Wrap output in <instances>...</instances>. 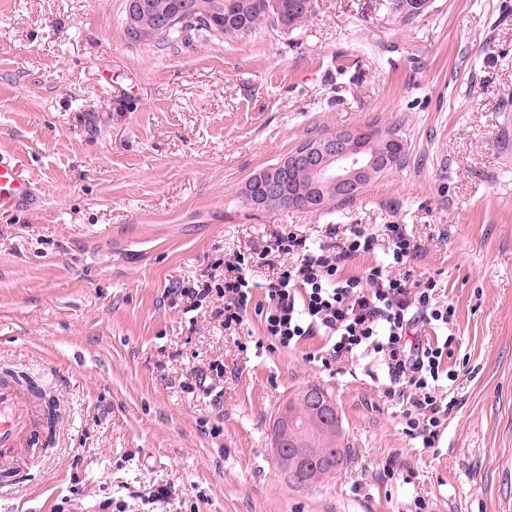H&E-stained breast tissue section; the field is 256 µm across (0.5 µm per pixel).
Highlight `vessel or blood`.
I'll return each instance as SVG.
<instances>
[{
  "label": "vessel or blood",
  "mask_w": 512,
  "mask_h": 512,
  "mask_svg": "<svg viewBox=\"0 0 512 512\" xmlns=\"http://www.w3.org/2000/svg\"><path fill=\"white\" fill-rule=\"evenodd\" d=\"M33 197L21 164L0 156V212H9ZM51 428L34 389L0 381V487L21 484L31 464L47 447Z\"/></svg>",
  "instance_id": "1"
}]
</instances>
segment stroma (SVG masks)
Masks as SVG:
<instances>
[{
    "label": "stroma",
    "mask_w": 512,
    "mask_h": 512,
    "mask_svg": "<svg viewBox=\"0 0 512 512\" xmlns=\"http://www.w3.org/2000/svg\"><path fill=\"white\" fill-rule=\"evenodd\" d=\"M125 0H0V155L39 195L0 214V378L56 396L60 441L0 512H512V0H314L308 24L190 48L136 43ZM398 129L400 167L319 212L247 204L248 179L326 133ZM400 224L456 309V400L427 448L372 355L271 350L255 313L177 294L284 232ZM342 418L334 478L289 486L279 409Z\"/></svg>",
    "instance_id": "35a3bbf8"
}]
</instances>
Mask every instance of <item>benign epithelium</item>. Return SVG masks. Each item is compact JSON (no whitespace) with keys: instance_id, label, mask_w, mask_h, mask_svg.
I'll use <instances>...</instances> for the list:
<instances>
[{"instance_id":"1","label":"benign epithelium","mask_w":512,"mask_h":512,"mask_svg":"<svg viewBox=\"0 0 512 512\" xmlns=\"http://www.w3.org/2000/svg\"><path fill=\"white\" fill-rule=\"evenodd\" d=\"M376 139L385 143L380 152L372 150V142ZM403 152L402 141L382 133L367 136L359 132H342L314 140L294 154L295 159L307 164L309 180L305 187L296 193L285 191L276 180L275 172L269 171L259 177L263 192L255 197V201L264 204L275 200L285 206L316 210L322 201L321 188L326 185L336 187V194L341 197L354 198L377 175L397 167ZM304 398L322 411L323 419L337 415L332 400L322 392L309 389ZM272 447L276 462L285 469L297 458V449L284 446L280 436L272 440Z\"/></svg>"}]
</instances>
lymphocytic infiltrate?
Wrapping results in <instances>:
<instances>
[{
	"label": "lymphocytic infiltrate",
	"mask_w": 512,
	"mask_h": 512,
	"mask_svg": "<svg viewBox=\"0 0 512 512\" xmlns=\"http://www.w3.org/2000/svg\"><path fill=\"white\" fill-rule=\"evenodd\" d=\"M386 240V258L362 275L344 276L351 259L375 252ZM422 247L405 227L390 224L385 236L361 228L351 229L337 246L310 247L304 238L288 233L277 236L257 255L260 266L274 270V278L256 283L241 260L228 262L222 288L211 285L183 289L193 306L218 297L224 301V326L242 325L255 311L264 332L276 345L289 348L310 336L331 338L323 365L360 354L381 358L398 398L406 400L404 430L433 447L441 421L437 404L440 369L453 355L455 308L440 302L434 278H416L412 263ZM291 264H284V257ZM264 299L253 302V288ZM446 329L443 344L421 342L419 329Z\"/></svg>",
	"instance_id": "obj_1"
}]
</instances>
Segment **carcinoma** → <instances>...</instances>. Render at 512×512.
<instances>
[{
  "instance_id": "cac0c4a2",
  "label": "carcinoma",
  "mask_w": 512,
  "mask_h": 512,
  "mask_svg": "<svg viewBox=\"0 0 512 512\" xmlns=\"http://www.w3.org/2000/svg\"><path fill=\"white\" fill-rule=\"evenodd\" d=\"M145 7L135 14L136 26L148 33L155 31L157 44L197 43L251 34L262 25L287 32L303 28L312 15V0H144ZM177 11H185L192 22L168 31L160 29L159 20ZM296 425L303 430L288 429L285 440L319 455L317 478L308 481L315 486L336 474L344 464L347 449L340 440L341 425L322 419L313 407L295 396L287 403Z\"/></svg>"
}]
</instances>
